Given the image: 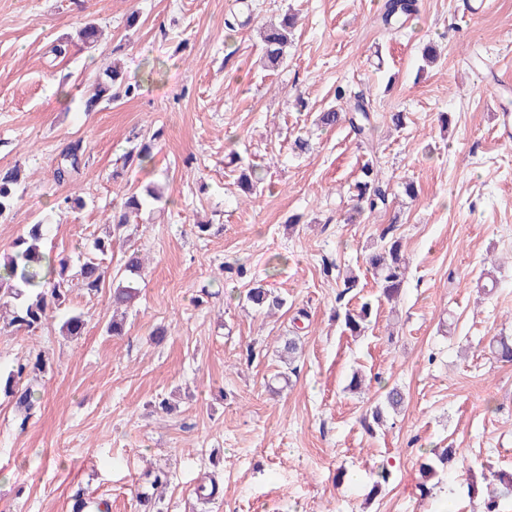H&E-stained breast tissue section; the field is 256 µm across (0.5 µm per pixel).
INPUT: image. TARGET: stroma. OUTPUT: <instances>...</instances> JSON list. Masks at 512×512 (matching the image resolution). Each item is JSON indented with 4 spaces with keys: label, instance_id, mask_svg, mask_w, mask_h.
<instances>
[{
    "label": "stroma",
    "instance_id": "obj_1",
    "mask_svg": "<svg viewBox=\"0 0 512 512\" xmlns=\"http://www.w3.org/2000/svg\"><path fill=\"white\" fill-rule=\"evenodd\" d=\"M245 3L251 22L227 32L225 17ZM382 3L0 0V170L25 168L0 219V255L41 220L43 251L78 265L129 190L152 184L167 198L134 217L104 260L113 271L130 252L143 260L126 335L104 331L108 285L71 292L37 331H0L1 380L19 360L46 361L28 422L0 395V512H71L77 494L138 512L135 491L151 489L157 469L162 512H483L493 479L512 476V364L491 351L512 337V141L497 132L512 111V0L479 17L463 0H419L396 33L381 24ZM287 11L298 26L272 70L259 28ZM91 20L102 36L83 49L77 33ZM429 43L432 64L421 58ZM114 59L140 95L85 111L90 73ZM340 86L370 100L368 145L348 124H316ZM299 135L312 154L294 152ZM150 137L153 161L123 165ZM74 139L85 165L57 184L60 147ZM370 159L387 207L347 222ZM252 164L265 179L247 195L237 179ZM68 194L84 208L59 209ZM389 227L409 259L394 306L366 264ZM328 262L356 275L352 292L340 294ZM257 284L287 307L255 313L245 294ZM365 302L369 326L351 336L339 314ZM68 312L83 315L82 336L61 334ZM160 325L168 336L157 344ZM295 334L292 383L270 393L284 368L277 350ZM357 369L370 384L362 394L347 389ZM394 386L404 409L365 429ZM164 399L171 412L158 409ZM448 446L458 457L421 496V463ZM381 469L389 479L377 489ZM211 476L224 493L207 502L198 489Z\"/></svg>",
    "mask_w": 512,
    "mask_h": 512
}]
</instances>
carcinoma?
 I'll list each match as a JSON object with an SVG mask.
<instances>
[{"instance_id": "cac0c4a2", "label": "carcinoma", "mask_w": 512, "mask_h": 512, "mask_svg": "<svg viewBox=\"0 0 512 512\" xmlns=\"http://www.w3.org/2000/svg\"><path fill=\"white\" fill-rule=\"evenodd\" d=\"M417 12L416 0H384L381 20L385 28L395 30L401 27ZM294 18L286 15L277 25L269 26L263 34L264 60L271 68H276L286 60V48L293 39ZM141 85L125 77L117 68H106L95 76L94 94L84 103V111L93 112L103 102L117 98L133 99L139 95ZM346 121L350 127L363 136L370 132V117L363 97H354L349 111L340 112L329 109L319 114L318 122L332 128ZM85 149L82 141L75 140L61 151L54 179L57 183L70 182L79 174L84 164ZM21 183V167L0 175V218L10 212L15 203L18 184ZM356 205L353 210L360 214L366 210L373 212L387 205L388 194L380 172L370 163L364 164L362 177L353 185ZM164 196L154 190H147L145 195L133 193L128 196L120 210L112 213L107 239L97 238L78 268L73 269L64 259H55L41 250L46 225L39 221L29 225L26 233L19 237L13 250L0 257V301L13 299L14 305L10 318L3 321L6 327L24 328L29 331L45 324L53 310L65 303L71 289L77 287L89 294L97 293L103 288L107 271L98 261V255L112 249V240L122 237L124 229L130 223V216L138 214L149 201L161 202ZM381 244L367 256V263L377 278L381 296L388 301L397 300L402 292L406 269V258L402 242L394 238L381 236ZM138 296V288L131 282L119 281L112 291V302L129 307ZM246 299L252 306L262 312L272 314L281 309L286 300L282 296L260 285L251 287ZM371 316V306L362 304L356 309H347L343 315L345 330L353 336L365 332ZM62 334L77 337L83 334L85 321L80 314H70L60 326ZM44 360L38 354L34 361L19 363L16 370L7 378L4 392L15 398L18 411L23 414L22 422H27L37 399L33 386L19 387L20 380L43 368ZM405 404V394L398 387L390 388L384 396L383 406L375 407L372 418L381 422L383 409L400 411ZM459 451L444 448L420 465L421 495L427 493V482L436 474L438 468L453 461Z\"/></svg>"}]
</instances>
